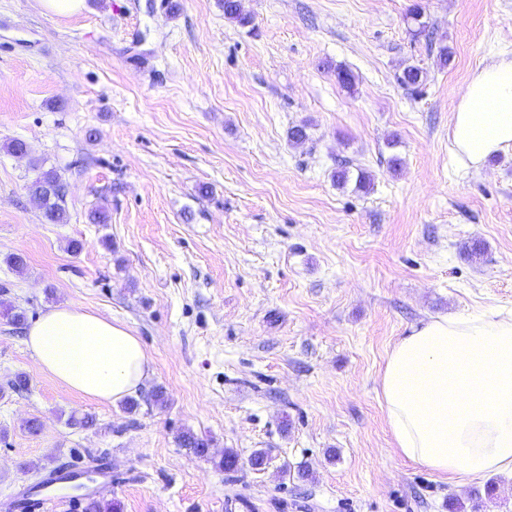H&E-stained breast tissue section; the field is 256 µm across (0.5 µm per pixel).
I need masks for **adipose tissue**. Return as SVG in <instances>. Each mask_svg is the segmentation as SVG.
<instances>
[{
  "mask_svg": "<svg viewBox=\"0 0 512 512\" xmlns=\"http://www.w3.org/2000/svg\"><path fill=\"white\" fill-rule=\"evenodd\" d=\"M451 137L467 167L512 149V59L474 73ZM24 342L42 371L98 402L123 401L150 374V360L126 325L75 301L42 312ZM377 395L404 460L451 482L512 474V312L487 308L412 326L388 353Z\"/></svg>",
  "mask_w": 512,
  "mask_h": 512,
  "instance_id": "ef3b65f1",
  "label": "adipose tissue"
}]
</instances>
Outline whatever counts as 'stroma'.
I'll return each mask as SVG.
<instances>
[{
  "instance_id": "obj_1",
  "label": "stroma",
  "mask_w": 512,
  "mask_h": 512,
  "mask_svg": "<svg viewBox=\"0 0 512 512\" xmlns=\"http://www.w3.org/2000/svg\"><path fill=\"white\" fill-rule=\"evenodd\" d=\"M241 3L245 25L223 0H85L67 17L0 0V300L30 320L81 302L125 323L152 369L136 408L80 397L0 315V502L512 512L510 475L452 483L405 461L377 400L412 325L512 309V150L463 169L448 139L473 73L512 55V0ZM409 65L415 91L399 81ZM299 124L307 140L289 141ZM341 161L372 189L337 187ZM47 170L67 223L29 191ZM19 374L27 388L10 391ZM72 464L94 472L85 489L44 486Z\"/></svg>"
}]
</instances>
